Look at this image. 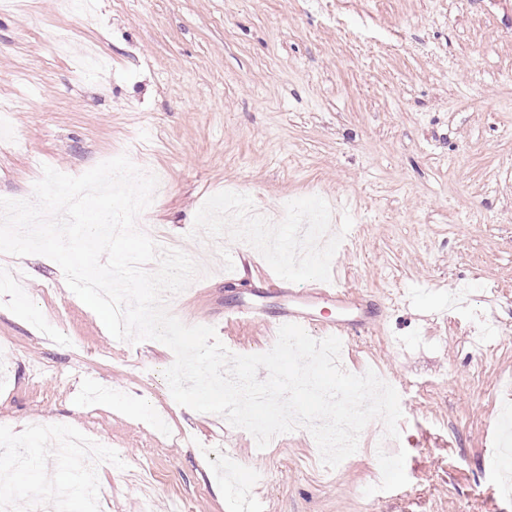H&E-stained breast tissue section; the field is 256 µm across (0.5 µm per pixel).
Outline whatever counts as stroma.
Masks as SVG:
<instances>
[{"label": "stroma", "instance_id": "35a3bbf8", "mask_svg": "<svg viewBox=\"0 0 512 512\" xmlns=\"http://www.w3.org/2000/svg\"><path fill=\"white\" fill-rule=\"evenodd\" d=\"M90 47L106 66L73 80ZM2 105V198L121 154L157 176L143 230L202 270L167 309L234 353L274 345L224 310L285 265L280 212L335 208L329 260L292 284L336 278L372 304L378 328L341 360L391 379L402 418L381 475L375 421L332 469L308 433L258 449L174 401L171 349L111 337L51 259L0 253V439L44 462L59 422L100 437L93 512H240V483L258 512H512V0H96L90 19L28 0L0 9ZM229 194L267 213L259 235L225 221ZM7 472L10 512L79 482L0 454Z\"/></svg>", "mask_w": 512, "mask_h": 512}]
</instances>
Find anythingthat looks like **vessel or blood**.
I'll use <instances>...</instances> for the list:
<instances>
[{
    "label": "vessel or blood",
    "instance_id": "1",
    "mask_svg": "<svg viewBox=\"0 0 512 512\" xmlns=\"http://www.w3.org/2000/svg\"><path fill=\"white\" fill-rule=\"evenodd\" d=\"M282 284L277 295L281 307L277 314H268L263 305L243 302L227 308L224 321L228 324H247L261 321L272 328H280L287 323H295L304 329L315 331L322 336L350 337L352 329L372 331L376 323L370 318H362L356 323L345 322V314L359 308V298L355 292L338 283L318 282L307 288L287 287V272H280Z\"/></svg>",
    "mask_w": 512,
    "mask_h": 512
}]
</instances>
